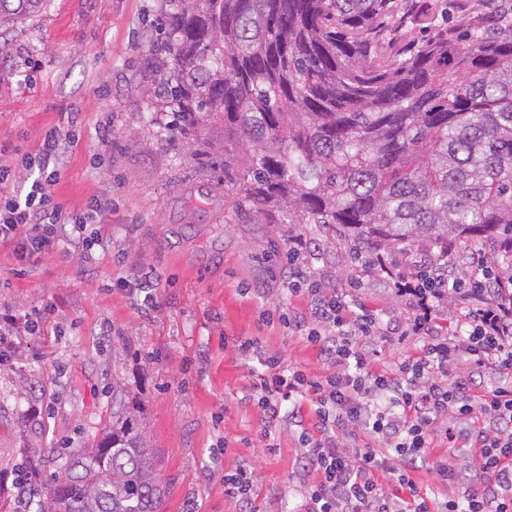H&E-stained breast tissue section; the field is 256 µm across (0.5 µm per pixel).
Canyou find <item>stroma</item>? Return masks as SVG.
<instances>
[{
  "mask_svg": "<svg viewBox=\"0 0 512 512\" xmlns=\"http://www.w3.org/2000/svg\"><path fill=\"white\" fill-rule=\"evenodd\" d=\"M168 10L166 0H45L0 32V164L16 173L0 197L22 190V161L45 130H70L54 195L74 210L103 199L112 236L111 253L90 260L56 250L27 262L0 242V312L39 319L0 374V445L57 449L31 478L28 512L44 506L62 458L111 430L116 378L136 396L158 452L161 512H296L318 474L288 420L259 407L256 355L234 348L250 338L284 369L328 373L319 350L288 327L309 308L307 291L287 288L293 239L310 244L300 258L307 283L355 288L387 323L363 346L373 368L396 370L423 342L408 333L412 298L354 259L346 238L315 224L225 223L220 171L199 166L181 133L163 139L142 120L156 108L146 62ZM71 112L81 118L74 127ZM135 282L150 285L154 310L141 311ZM480 425L453 411L439 419L431 455L447 464L448 480L434 484L418 469L419 491L445 502L482 482L472 463ZM239 471L252 482L245 504L224 487Z\"/></svg>",
  "mask_w": 512,
  "mask_h": 512,
  "instance_id": "stroma-1",
  "label": "stroma"
}]
</instances>
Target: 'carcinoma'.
<instances>
[{
  "label": "carcinoma",
  "instance_id": "obj_1",
  "mask_svg": "<svg viewBox=\"0 0 512 512\" xmlns=\"http://www.w3.org/2000/svg\"><path fill=\"white\" fill-rule=\"evenodd\" d=\"M151 67L200 164L224 151L225 218L319 224L353 253L501 239L512 269V0H169ZM44 0H0V29ZM433 35L399 44L406 29ZM112 380V430L40 512H159L157 453ZM31 463L0 450L23 508Z\"/></svg>",
  "mask_w": 512,
  "mask_h": 512
}]
</instances>
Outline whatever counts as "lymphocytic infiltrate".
Masks as SVG:
<instances>
[{
	"instance_id": "obj_1",
	"label": "lymphocytic infiltrate",
	"mask_w": 512,
	"mask_h": 512,
	"mask_svg": "<svg viewBox=\"0 0 512 512\" xmlns=\"http://www.w3.org/2000/svg\"><path fill=\"white\" fill-rule=\"evenodd\" d=\"M68 144L59 129L45 131L24 165L26 191L0 201V241L13 243L20 258L57 247L82 256L96 248L110 250V239L96 228L99 200L77 212L51 192ZM460 252L464 268L452 263L447 272L434 274L437 291L427 290L416 274L397 276L395 288L416 303L412 330L428 342L394 373L370 369L358 345L380 332L381 317L346 294L318 288L312 291L313 324L297 317L289 324L318 346L331 373L288 372L279 357H264L259 401L270 416L298 419L299 408L286 411L282 404L299 395L315 404L311 426L300 427L297 438L306 464L321 477L304 490L297 512H436L435 500L418 493L410 473L425 467L447 481V466L431 459L430 448L438 419L451 409L484 416L488 424L476 438L484 483L464 488L445 503V512H512V394L492 392L477 399L464 381L448 377L451 363L462 357L480 367L512 371V282L500 275L484 248L464 245ZM447 297L459 310L460 330L441 337L435 332L436 310ZM384 472L392 474V487L380 482Z\"/></svg>"
}]
</instances>
